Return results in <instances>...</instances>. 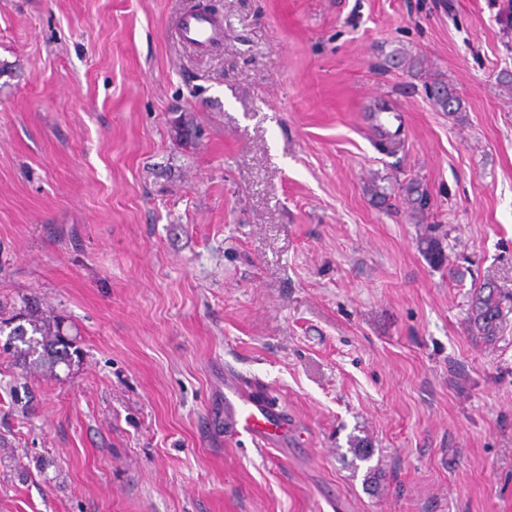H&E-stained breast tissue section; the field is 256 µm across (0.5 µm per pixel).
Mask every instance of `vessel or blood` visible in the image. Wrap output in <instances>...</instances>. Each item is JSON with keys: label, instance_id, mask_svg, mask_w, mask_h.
<instances>
[{"label": "vessel or blood", "instance_id": "1", "mask_svg": "<svg viewBox=\"0 0 512 512\" xmlns=\"http://www.w3.org/2000/svg\"><path fill=\"white\" fill-rule=\"evenodd\" d=\"M179 33L201 50L222 35L216 20L199 14L183 16ZM224 389V422L232 435L247 438L261 449L275 446L287 435L288 422L274 395L257 396L252 387L232 374L226 376Z\"/></svg>", "mask_w": 512, "mask_h": 512}]
</instances>
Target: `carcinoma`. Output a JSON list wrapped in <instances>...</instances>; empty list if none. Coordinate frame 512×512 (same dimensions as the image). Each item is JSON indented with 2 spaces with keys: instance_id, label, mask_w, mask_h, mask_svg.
I'll return each instance as SVG.
<instances>
[{
  "instance_id": "obj_1",
  "label": "carcinoma",
  "mask_w": 512,
  "mask_h": 512,
  "mask_svg": "<svg viewBox=\"0 0 512 512\" xmlns=\"http://www.w3.org/2000/svg\"><path fill=\"white\" fill-rule=\"evenodd\" d=\"M434 99L444 111L455 112L459 101L444 83L433 87ZM426 253L431 263L443 265L447 257L433 235L425 237ZM501 316V293L498 286L487 282L479 287L469 312L471 327L488 339L496 335ZM27 325H12V321H0V335L10 328L5 346L16 354L23 364L45 368L49 371L62 362L69 361L72 343L65 337L62 322L47 316L29 312L20 315Z\"/></svg>"
}]
</instances>
